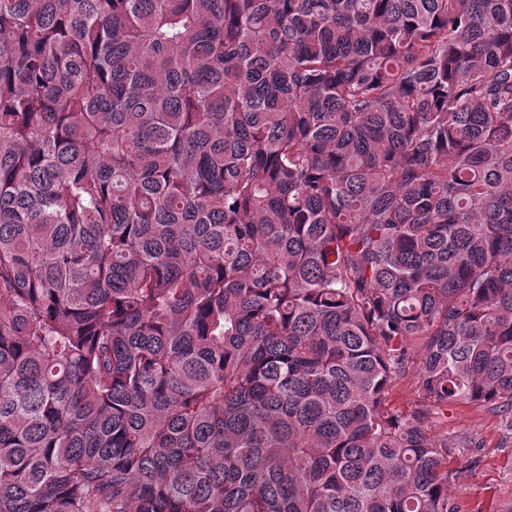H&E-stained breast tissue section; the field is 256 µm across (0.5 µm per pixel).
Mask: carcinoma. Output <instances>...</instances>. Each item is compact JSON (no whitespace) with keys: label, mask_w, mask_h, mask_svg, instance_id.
Instances as JSON below:
<instances>
[{"label":"carcinoma","mask_w":512,"mask_h":512,"mask_svg":"<svg viewBox=\"0 0 512 512\" xmlns=\"http://www.w3.org/2000/svg\"><path fill=\"white\" fill-rule=\"evenodd\" d=\"M471 402L512 0H0V512H461Z\"/></svg>","instance_id":"obj_1"}]
</instances>
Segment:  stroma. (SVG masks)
<instances>
[{
  "instance_id": "35a3bbf8",
  "label": "stroma",
  "mask_w": 512,
  "mask_h": 512,
  "mask_svg": "<svg viewBox=\"0 0 512 512\" xmlns=\"http://www.w3.org/2000/svg\"><path fill=\"white\" fill-rule=\"evenodd\" d=\"M443 433L458 474L449 491L462 512H512V416L460 404L449 409Z\"/></svg>"
}]
</instances>
